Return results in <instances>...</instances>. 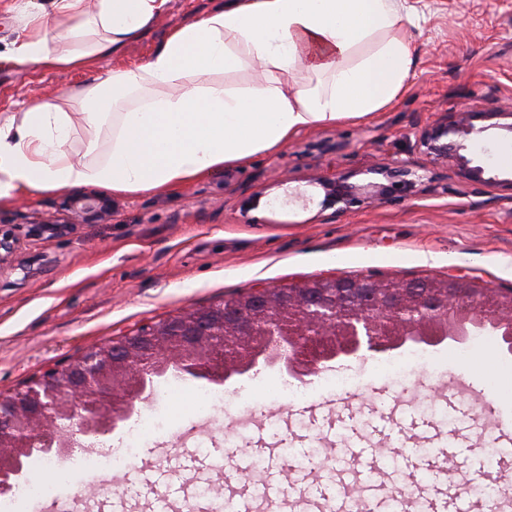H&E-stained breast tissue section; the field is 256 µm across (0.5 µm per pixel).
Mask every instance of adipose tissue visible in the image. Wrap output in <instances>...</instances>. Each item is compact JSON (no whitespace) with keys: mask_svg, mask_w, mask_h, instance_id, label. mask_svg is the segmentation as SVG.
Segmentation results:
<instances>
[{"mask_svg":"<svg viewBox=\"0 0 512 512\" xmlns=\"http://www.w3.org/2000/svg\"><path fill=\"white\" fill-rule=\"evenodd\" d=\"M167 0H13L22 63L60 72L118 50ZM411 0H224L139 64L0 119V201L99 185L158 193L354 123L395 103L413 71ZM86 155L73 157L76 123Z\"/></svg>","mask_w":512,"mask_h":512,"instance_id":"obj_1","label":"adipose tissue"}]
</instances>
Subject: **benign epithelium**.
<instances>
[{"label":"benign epithelium","mask_w":512,"mask_h":512,"mask_svg":"<svg viewBox=\"0 0 512 512\" xmlns=\"http://www.w3.org/2000/svg\"><path fill=\"white\" fill-rule=\"evenodd\" d=\"M491 129L512 134V106L475 111L461 105L452 117L424 128L417 148L433 166L451 165L474 183L507 185L512 178L484 177L485 168L461 154L464 141ZM385 182L350 185L317 179L322 206L347 209L411 192L423 178L406 165L371 170ZM69 220L36 224L39 235H62L72 225L104 216L107 198L73 194L64 202ZM19 237L14 224L0 225V273L16 263ZM433 295L430 279L350 278L342 275L282 285L257 284L230 302L188 307L90 346L64 367L46 370L24 387L0 396V495L28 475L35 457L64 458L73 448L95 449L152 400L157 383L174 373L186 380L222 386L258 367L276 368L298 381L330 363L383 354L410 342L437 346L468 338V323L502 331L512 350V292L487 306L497 290L474 280H441Z\"/></svg>","instance_id":"obj_1"}]
</instances>
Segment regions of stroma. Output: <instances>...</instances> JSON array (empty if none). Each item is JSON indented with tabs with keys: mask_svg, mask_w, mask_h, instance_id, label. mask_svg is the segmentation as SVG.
Returning <instances> with one entry per match:
<instances>
[{
	"mask_svg": "<svg viewBox=\"0 0 512 512\" xmlns=\"http://www.w3.org/2000/svg\"><path fill=\"white\" fill-rule=\"evenodd\" d=\"M221 0H168L164 14L113 55L88 67L59 73L19 64L10 46L18 19L13 0H0V115L20 111L33 94L58 97L97 83L106 72L151 55L169 31L193 22ZM415 67L407 92L370 118L301 131L279 150L242 164H227L166 192L127 195L98 185L84 193L109 198L111 211L78 224L65 235H31L32 225L64 221L65 192H36L0 202V224L17 225V259L30 271L0 274V394L11 393L49 368L68 363L88 346L124 335L187 307L203 308L254 285L295 283L334 274L387 278L462 275L502 293L512 292V189L460 179L439 166L430 179L404 197L346 210L321 208L323 191L314 183L336 176L361 185L369 169L394 164L426 165L416 137L458 105L479 110L512 98V0H417ZM512 138L488 135L466 143L465 156L488 174L506 178L500 161ZM289 185H282V177ZM312 195L310 204H283L287 187ZM447 372L405 385L373 374L374 359L342 363L345 371L366 366L358 389L311 385L305 404L274 398L280 374L274 369L227 383L251 401L250 422L242 407L202 415L190 401L176 405L177 422L135 462L105 485L125 486L163 471L178 489L177 512H194L205 487L238 496L243 485L226 486L223 471L196 478L178 466L184 456L247 459L252 476L266 465V449H279V465L299 469L319 453L341 463L352 443H379L382 421L402 420L400 442L385 448L381 470L401 487L416 475L408 460H433L445 434L477 433V448H455L449 479L465 480L474 453L490 454L500 429L512 430V390L487 403L458 394L466 379L483 389L485 372L469 361L436 349ZM206 433L204 445L193 434Z\"/></svg>",
	"mask_w": 512,
	"mask_h": 512,
	"instance_id": "35a3bbf8",
	"label": "stroma"
}]
</instances>
